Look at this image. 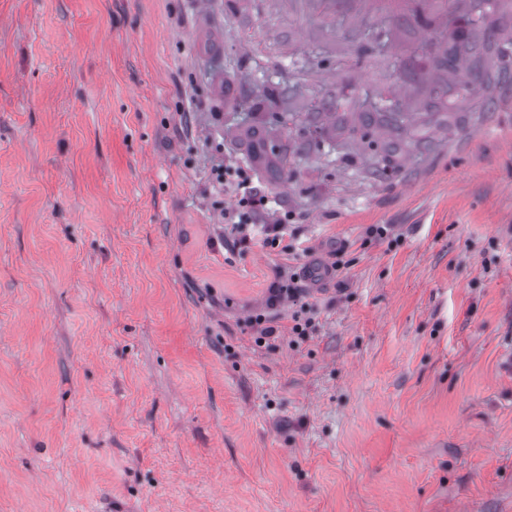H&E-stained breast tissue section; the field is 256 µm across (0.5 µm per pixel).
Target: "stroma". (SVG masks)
Wrapping results in <instances>:
<instances>
[{"instance_id": "1", "label": "stroma", "mask_w": 512, "mask_h": 512, "mask_svg": "<svg viewBox=\"0 0 512 512\" xmlns=\"http://www.w3.org/2000/svg\"><path fill=\"white\" fill-rule=\"evenodd\" d=\"M472 3L0 0V512H512V0L501 83L433 67ZM223 152L310 256L212 248ZM283 266L319 327L259 347Z\"/></svg>"}]
</instances>
